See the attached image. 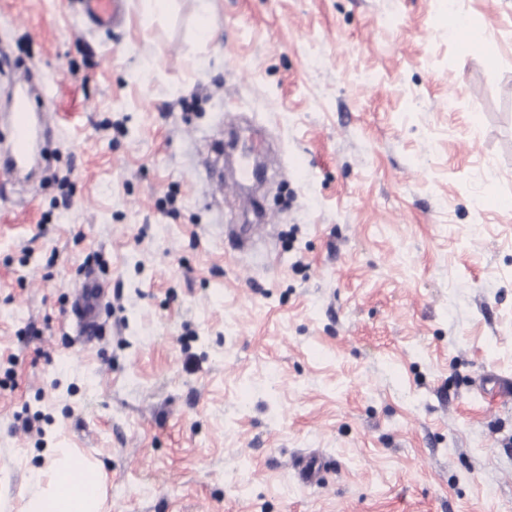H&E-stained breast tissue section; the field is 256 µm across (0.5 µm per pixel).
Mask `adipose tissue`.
I'll use <instances>...</instances> for the list:
<instances>
[{
  "label": "adipose tissue",
  "mask_w": 512,
  "mask_h": 512,
  "mask_svg": "<svg viewBox=\"0 0 512 512\" xmlns=\"http://www.w3.org/2000/svg\"><path fill=\"white\" fill-rule=\"evenodd\" d=\"M73 467L84 471V481L64 484L58 478L59 473ZM31 485L22 512H102L103 472L71 449H53L48 471L36 472L31 478Z\"/></svg>",
  "instance_id": "adipose-tissue-1"
}]
</instances>
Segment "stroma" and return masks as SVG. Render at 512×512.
Instances as JSON below:
<instances>
[{
    "label": "stroma",
    "mask_w": 512,
    "mask_h": 512,
    "mask_svg": "<svg viewBox=\"0 0 512 512\" xmlns=\"http://www.w3.org/2000/svg\"><path fill=\"white\" fill-rule=\"evenodd\" d=\"M20 72L57 133L0 178V512L62 444L108 512H512V0H0V113ZM78 3L93 28L109 30L119 20L124 0H78ZM448 30L458 39L464 50L489 53L483 31L469 24L458 14L448 10ZM104 293L105 288H85V290L82 288L80 295L76 297L78 305L75 308L85 315H92L95 320L98 319L99 307Z\"/></svg>",
    "instance_id": "obj_1"
}]
</instances>
